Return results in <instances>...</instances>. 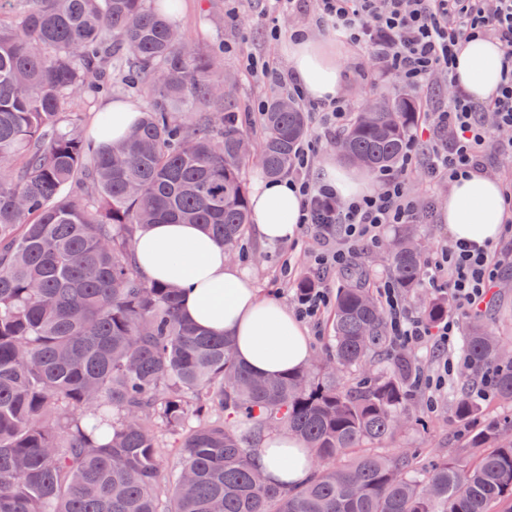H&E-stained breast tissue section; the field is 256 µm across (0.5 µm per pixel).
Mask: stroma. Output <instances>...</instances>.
I'll return each instance as SVG.
<instances>
[{"instance_id": "obj_1", "label": "stroma", "mask_w": 512, "mask_h": 512, "mask_svg": "<svg viewBox=\"0 0 512 512\" xmlns=\"http://www.w3.org/2000/svg\"><path fill=\"white\" fill-rule=\"evenodd\" d=\"M268 6V0H182L177 26L185 34L195 52L209 53L214 44H229L224 53L221 72L239 110L247 118L251 134H258V104L270 99L275 87L249 71L244 63L247 54L263 56L271 67L279 71L289 68L284 51V35L297 29L306 30L336 47V58L344 74L341 90L355 108H362L372 98L404 94L406 88L395 75L381 71L371 54L338 40L335 32L321 29L312 21V0H303L301 9L284 14L279 19L283 37L270 39L264 25L257 18ZM403 235L413 236L419 243L423 258H430L439 244L448 239V226L443 220L428 224H388L380 233V246L370 247L353 254L354 265L366 269L371 287H378L388 277L389 268L386 243ZM245 251L237 255L235 265L242 269L258 288L261 296L275 300L287 308L295 306V285L310 274L313 256L319 248L315 235L299 229L289 241L270 244L261 241L255 231H247ZM291 264V274H284V264ZM486 324L501 342L512 347V256L505 259L493 296L482 311ZM448 358L456 371L447 385L434 395L420 391L408 404V422L393 441L380 444L379 452L391 455L402 450L416 453L423 461L443 457H467L462 426L454 413L453 397L469 376L463 365L458 345H450ZM435 399L436 410H428L426 402Z\"/></svg>"}]
</instances>
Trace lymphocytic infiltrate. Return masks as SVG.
Here are the masks:
<instances>
[{
  "label": "lymphocytic infiltrate",
  "mask_w": 512,
  "mask_h": 512,
  "mask_svg": "<svg viewBox=\"0 0 512 512\" xmlns=\"http://www.w3.org/2000/svg\"><path fill=\"white\" fill-rule=\"evenodd\" d=\"M314 21L355 47L371 50L382 69L413 89H423L436 73H449L453 94L446 107L426 115L429 148L423 165L430 183L450 184L469 170L483 168L490 151L512 154V141L504 144L496 136L499 130L512 129V0H316ZM475 34L498 43L504 56L501 88L485 103L471 101L452 76L459 47ZM246 62L252 72L286 89L321 128L343 126L352 112L344 97L308 100L291 75L251 55ZM417 148V141H410L402 164L378 174L373 193L345 203L335 190L310 180L311 144L297 149L291 169L301 196L299 222L317 229L322 248L314 261L319 268L347 269L353 251L378 244L384 225L432 218V208L419 207L407 188ZM499 264L493 247L453 241L441 245L425 267L426 280L430 287L447 289L457 313L434 324L405 304L393 281H384L377 294L393 345L431 339L442 347L452 343L460 316L480 312L489 302Z\"/></svg>",
  "instance_id": "f902f5d3"
}]
</instances>
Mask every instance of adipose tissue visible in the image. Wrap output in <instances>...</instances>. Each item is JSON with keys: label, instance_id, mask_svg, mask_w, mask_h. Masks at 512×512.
<instances>
[{"label": "adipose tissue", "instance_id": "adipose-tissue-1", "mask_svg": "<svg viewBox=\"0 0 512 512\" xmlns=\"http://www.w3.org/2000/svg\"><path fill=\"white\" fill-rule=\"evenodd\" d=\"M285 51L295 83L309 99L337 96L342 83L335 52L308 33L290 35ZM502 52L494 41L476 36L456 58L460 87L472 101L486 102L500 86ZM252 219L260 237L285 242L297 231L300 196L289 180H266L251 198ZM512 204L500 185L471 170L454 182L444 221L449 237L483 246L500 237ZM140 273L151 281L178 285L181 313L202 328L229 336L235 358L259 375H284L304 369L311 351L300 322L278 302L263 298L251 280L228 259L223 244L198 224H150L134 237ZM315 452L285 435L262 440L253 463L272 483L293 487L309 478Z\"/></svg>", "mask_w": 512, "mask_h": 512}]
</instances>
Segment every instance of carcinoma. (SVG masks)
I'll use <instances>...</instances> for the list:
<instances>
[{
	"mask_svg": "<svg viewBox=\"0 0 512 512\" xmlns=\"http://www.w3.org/2000/svg\"><path fill=\"white\" fill-rule=\"evenodd\" d=\"M0 18V512H512V417L472 431L466 463L423 467L406 452L355 453L394 438L418 371L389 349L386 315L363 271L338 288L323 377H263L232 340L182 316L180 289L144 279L132 242L147 224H200L228 253L251 223L241 171L250 133L218 86L221 54L200 56L170 22L180 0H26ZM153 98L120 144L96 149L62 112L67 95L112 91L104 59ZM198 105L209 111L187 123ZM418 108L379 97L336 141L371 172L404 159ZM306 118L281 93L261 113L258 163L288 170ZM421 251L387 250L395 285L419 286ZM429 320L448 302L425 307ZM473 373L497 366L512 400V361L482 321L461 341ZM386 372L354 387L338 368L373 358ZM468 423L478 399L454 403ZM273 432L315 451L310 480L271 483L251 452ZM181 449L165 474L163 436ZM351 456L348 463L338 461Z\"/></svg>",
	"mask_w": 512,
	"mask_h": 512,
	"instance_id": "1",
	"label": "carcinoma"
}]
</instances>
